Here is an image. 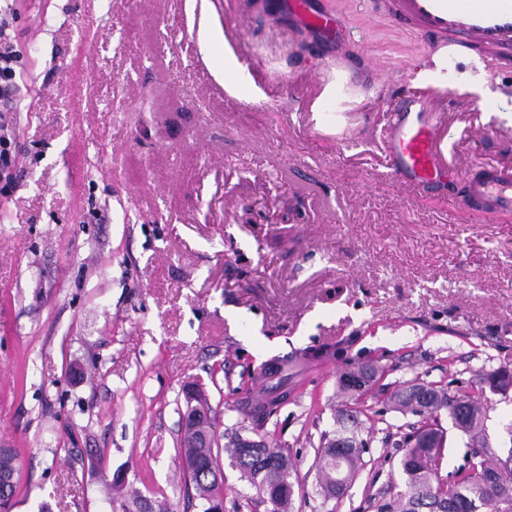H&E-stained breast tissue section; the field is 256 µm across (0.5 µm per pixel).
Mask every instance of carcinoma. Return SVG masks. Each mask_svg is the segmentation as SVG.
I'll return each instance as SVG.
<instances>
[{"mask_svg": "<svg viewBox=\"0 0 512 512\" xmlns=\"http://www.w3.org/2000/svg\"><path fill=\"white\" fill-rule=\"evenodd\" d=\"M495 385L506 393L512 386V372L506 368L489 371L481 378L478 392L450 393L448 388L433 382L413 380L400 385L392 395L394 408L419 417V426L404 437V454L399 469L405 477L406 491L400 504L381 503L378 512H512V466L498 465L490 460L492 449L484 427L482 403L486 385ZM448 413L452 426L464 434L468 443L464 464L441 475L445 457L446 433L438 428V415ZM359 402L347 404L336 411V434L325 438L318 451L323 472L319 481L320 495L342 498L363 465L366 450L352 448L359 440L364 425ZM185 488H194L204 502L221 498L220 485L210 474V467L220 465L219 451L210 448L183 449ZM232 465L244 479L267 499L276 502V512H288L294 494L291 459L276 448H267L262 465L243 456L234 444Z\"/></svg>", "mask_w": 512, "mask_h": 512, "instance_id": "obj_1", "label": "carcinoma"}]
</instances>
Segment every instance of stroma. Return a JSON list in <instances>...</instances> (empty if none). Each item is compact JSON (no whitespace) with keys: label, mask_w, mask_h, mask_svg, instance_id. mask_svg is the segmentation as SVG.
<instances>
[{"label":"stroma","mask_w":512,"mask_h":512,"mask_svg":"<svg viewBox=\"0 0 512 512\" xmlns=\"http://www.w3.org/2000/svg\"><path fill=\"white\" fill-rule=\"evenodd\" d=\"M17 0L13 101L21 171L0 189V448L9 512H121L111 485L202 512L179 449L184 392L216 419L224 512H271L231 464L234 435L287 449L291 512H377L401 484L416 418L388 410L414 379L471 389L512 370V210L462 205L475 163L512 168V48L463 49L433 101L459 181L416 197L377 149L388 106L445 50L391 0ZM368 93L343 140L325 131L321 61ZM389 76L380 85V76ZM497 92L484 103L479 88ZM471 109L458 111L457 98ZM299 367L263 424L245 415L263 364ZM373 360L369 462L344 497L317 492L337 380ZM495 458L512 453V392L488 394ZM14 475L15 483L7 484V492L0 488V511H8L9 504L15 492L17 485V468L15 466V456L11 449L8 448L6 453L0 454V475Z\"/></svg>","instance_id":"35a3bbf8"}]
</instances>
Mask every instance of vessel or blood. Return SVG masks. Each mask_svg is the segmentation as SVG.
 <instances>
[{
    "label": "vessel or blood",
    "mask_w": 512,
    "mask_h": 512,
    "mask_svg": "<svg viewBox=\"0 0 512 512\" xmlns=\"http://www.w3.org/2000/svg\"><path fill=\"white\" fill-rule=\"evenodd\" d=\"M395 11L427 33L449 36L448 51L439 61L444 69L457 67L466 41L488 46L512 43V0H396ZM439 92L438 85L425 84L390 109L379 132L386 170L417 196L427 188L447 185L454 176L443 150L447 125L428 108ZM468 202L483 210H511L512 169L484 166L482 177L469 186Z\"/></svg>",
    "instance_id": "1"
}]
</instances>
